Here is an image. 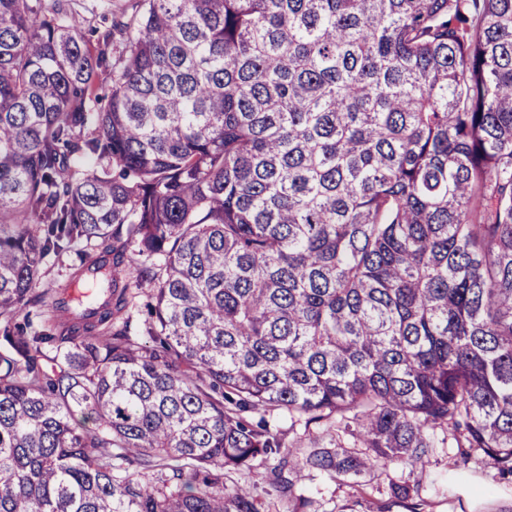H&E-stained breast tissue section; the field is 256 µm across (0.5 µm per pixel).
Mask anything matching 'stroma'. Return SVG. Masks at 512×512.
Here are the masks:
<instances>
[{"mask_svg":"<svg viewBox=\"0 0 512 512\" xmlns=\"http://www.w3.org/2000/svg\"><path fill=\"white\" fill-rule=\"evenodd\" d=\"M94 251L93 244L78 241L47 256L42 267V287L67 281L74 265ZM451 453L448 434L439 429L421 468L395 464L374 471L357 483L312 471L300 488L314 500L317 512H346L350 507L355 512H368L369 504L386 499L394 483L420 485L424 512H512V481L501 478L495 468L478 460L459 470H449Z\"/></svg>","mask_w":512,"mask_h":512,"instance_id":"stroma-1","label":"stroma"}]
</instances>
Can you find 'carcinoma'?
<instances>
[{"label":"carcinoma","instance_id":"carcinoma-1","mask_svg":"<svg viewBox=\"0 0 512 512\" xmlns=\"http://www.w3.org/2000/svg\"><path fill=\"white\" fill-rule=\"evenodd\" d=\"M99 7L0 0V512H262L275 457L312 512L445 427L512 477V0ZM95 251L94 243L77 241L59 253H51L43 263L40 288L63 284L70 277L74 265L79 264L81 258L94 254ZM266 419L272 424L278 425L286 434L287 440L294 441L295 448H283L284 452L288 454V449L292 452V457L299 459L303 456V453L307 450V438L303 435V429L298 425L292 430L291 421L288 416L276 415L266 416ZM276 460H270L267 463L255 465L250 470H243L240 472L229 473L225 477L227 485L235 483H247L253 486L255 492L259 495L263 502H265V509L268 512H285L287 510L285 503L281 502L274 494L267 495L270 487L266 481V472L268 467H272ZM267 504L270 506L267 507Z\"/></svg>","mask_w":512,"mask_h":512}]
</instances>
